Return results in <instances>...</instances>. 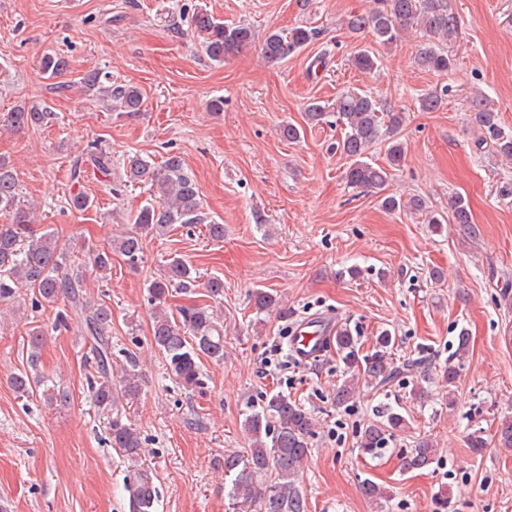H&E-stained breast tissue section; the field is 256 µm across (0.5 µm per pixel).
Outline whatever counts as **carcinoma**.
I'll return each instance as SVG.
<instances>
[{"label":"carcinoma","instance_id":"cac0c4a2","mask_svg":"<svg viewBox=\"0 0 512 512\" xmlns=\"http://www.w3.org/2000/svg\"><path fill=\"white\" fill-rule=\"evenodd\" d=\"M381 6L352 14L344 19L346 29L352 33L368 31L382 46L398 41L400 32L416 28L420 34L415 59L417 64L441 76L455 67V58L449 53L448 42L458 33V18L448 11L446 0H380ZM191 31L198 38L207 57L222 62L232 53L252 44V30L242 25H228L210 12L200 9L193 13ZM315 32L301 27L266 34L261 58L268 63L288 61L309 44ZM352 66L361 72L378 68L379 58L368 49L358 51L351 59ZM41 72L49 79H62L67 75L68 63L58 53L42 55ZM80 83L88 92L97 93L112 111L139 112L145 99L142 90L134 85L114 84L107 74L97 70L86 72ZM444 92L432 91L418 99L419 110L436 112L445 104ZM470 121L478 132L477 144L493 143L498 155L512 161V133L499 125L498 113L485 94L474 90L467 97ZM336 115V124L344 130L336 150L345 155L349 165L345 170L347 182L357 188L376 190L383 194L382 206L388 211H413L425 216L434 231L444 224H457L471 236L478 229L465 199L456 195L448 202V214L443 215L428 206L419 196L408 199L385 193L390 171L404 161L406 151L397 137L404 123L402 112L385 110L379 99L370 92H348L328 106L313 102L305 115L308 122L318 124L329 114ZM51 118V113L36 105L19 107L6 114L4 122L13 129L40 127ZM388 140L387 165L368 161L370 149L379 141ZM91 164L103 173H112V156L94 145L88 152ZM125 177L128 182L150 183L152 199L140 207L133 218L135 229L123 234L109 251L89 255V264L97 271H106L116 254L131 268L142 259L143 240L146 236L164 237L176 225L203 224L208 237L224 239V225L208 219L195 179L186 169L182 158L170 155L159 165L146 158L133 156L128 160ZM18 173L0 161V217L10 220L0 224V303L16 298L19 288L28 292L32 307L53 306L66 301L57 313L55 326H67L74 319L88 336L96 374L88 379L94 389V406L102 413L112 412L119 397L134 398L140 390V374L135 357L127 359L121 374L112 371V310L103 304L93 306L82 293L84 265L75 264L70 253L59 248L58 239L50 232L35 236L30 212L18 192ZM195 281L192 269L180 257L167 259L163 275L148 285L154 312L151 335L155 347L162 353L168 374L183 388L194 390L202 385L200 361L205 356L215 362L224 361V325L218 322L213 310L195 305L178 309L179 316L169 311L172 290H186ZM250 300L256 313L274 312L285 318L288 304L282 297L262 289L251 293ZM48 331L41 326L29 330L27 336L28 370L13 377L12 385L20 395L41 394L49 402L66 405L70 394L66 390L44 387L45 380L38 374L41 351ZM395 337L383 331L376 337L369 353H362L359 338L346 327L336 330L331 339L336 359L347 369L334 391L337 408L351 406L360 384L378 391L405 382L408 377L421 379L412 388L418 399L429 396L428 372L431 365L422 359L409 360L397 365L391 358ZM469 354V336L459 332L455 349L448 362L440 367L443 384L455 382L463 362ZM408 427L407 419L393 408L381 411L378 419L365 425L358 433V448L364 455L376 457L387 449L390 440ZM318 420L314 413L284 393H273L261 403L251 405L244 413L243 430L249 448L242 452L224 454V473L230 477L227 493L232 512H308L305 494L299 486V475L311 455L310 440L316 434ZM112 447L122 451L132 465L141 458V439L130 426L118 420L111 422ZM436 445L420 437L409 448L400 450V468L404 471L422 469L434 463ZM150 479L140 476L131 492L132 512H152Z\"/></svg>","mask_w":512,"mask_h":512}]
</instances>
